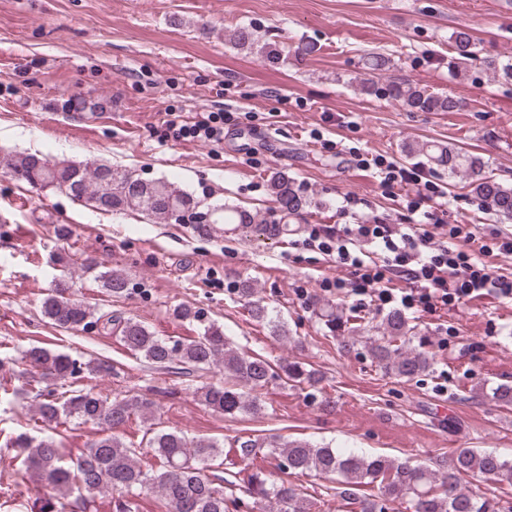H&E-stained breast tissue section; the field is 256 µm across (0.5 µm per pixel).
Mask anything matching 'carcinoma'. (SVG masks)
I'll return each instance as SVG.
<instances>
[{
    "label": "carcinoma",
    "instance_id": "1",
    "mask_svg": "<svg viewBox=\"0 0 512 512\" xmlns=\"http://www.w3.org/2000/svg\"><path fill=\"white\" fill-rule=\"evenodd\" d=\"M242 48H258L268 56L279 50L260 45L252 29L241 26L232 34ZM452 68L462 72L480 60L478 50L465 31L455 33L451 44ZM385 93L394 101L418 112H459L463 101L452 95L439 94L425 87L392 82ZM409 154L419 153L429 163L448 171V175L467 180L471 192L498 218L512 220V185L486 173L480 158L451 146L434 143L406 145ZM14 176L33 187L53 186L72 199L104 213L136 211L157 218H170L177 212L198 208L199 201L163 178L145 180L132 173L96 162L83 166L52 163L36 154H23L10 163ZM270 190L278 211L286 218L298 215L307 200L285 174L270 181ZM253 217L245 210L213 206L203 213L202 228L211 224H252ZM55 264L67 268L80 263L88 269L98 266L96 259L74 258L60 252ZM102 287L114 297L128 294V280L118 271L100 274ZM69 286L61 282L42 303L43 316L51 325L65 330L102 325L118 333L123 347L134 356L164 367L179 362L196 371L206 372L217 366L224 371V383L203 382L196 387L199 400L214 412L236 417L256 414L262 410L259 391L271 379L285 377L312 390L319 391L322 377L315 370L296 363L284 362L279 369L261 355H248L230 346L224 332L215 324L202 327L190 339L171 340L155 336L149 327L133 319H112L95 315L93 309L68 295ZM240 299L249 307L251 317L265 322L277 336L286 334L284 325L271 314L263 301L254 298L253 284L239 282ZM324 325L331 332H340L343 342L355 341L365 330L364 318L343 316L332 307L321 313ZM413 328L401 312H391L384 321L383 335L373 340L370 352L378 365L394 376L411 381L431 366L427 353L410 347ZM21 360L31 367L39 402L38 422L51 429L76 422L95 426L102 436L92 441L81 456L64 460L60 442L52 436H35L22 432L7 441L13 448L24 449L25 471L39 481L51 485L56 494L41 501L40 512H63L64 500L77 492L84 505L103 491L117 493L113 501L115 512H133L129 494L143 488L155 490L164 512H228L241 498L235 495L238 483L223 476L205 474L210 468L224 465V448L215 440L190 437L181 431L158 426L152 411L153 402L137 391L112 399L78 385L79 373L111 375L114 366L96 358L78 362L69 354L31 346ZM146 424L140 442H126L121 432L132 416ZM151 455L157 469H146L141 456ZM235 457L243 463L240 472L244 492L254 504L277 512H312L313 503L302 486L270 480L259 470L249 472L253 460L261 455L277 462V468L290 477L309 474L336 477V495L349 504L359 506V512H500L487 500L465 492L461 476L477 473L497 484L512 486V461L493 452L473 448L460 450L450 469H432L412 465L410 461L383 455H359L333 448L317 447L304 440H282L275 437L237 439ZM375 486L376 495H359L360 488Z\"/></svg>",
    "mask_w": 512,
    "mask_h": 512
}]
</instances>
